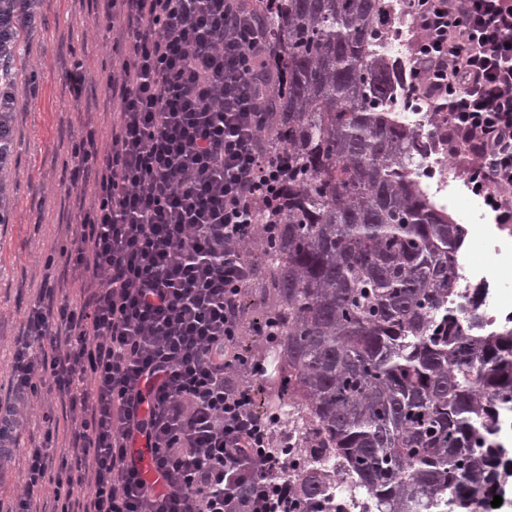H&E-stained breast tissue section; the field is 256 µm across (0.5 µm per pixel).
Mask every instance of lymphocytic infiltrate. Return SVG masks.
<instances>
[{"instance_id":"lymphocytic-infiltrate-1","label":"lymphocytic infiltrate","mask_w":512,"mask_h":512,"mask_svg":"<svg viewBox=\"0 0 512 512\" xmlns=\"http://www.w3.org/2000/svg\"><path fill=\"white\" fill-rule=\"evenodd\" d=\"M95 28L120 29L128 55L107 78L112 135L71 147L81 177L65 270L88 295L37 300L0 397V460L15 455L30 400L56 393V426L26 452L11 512H295L257 409L268 371L244 348L257 267L255 221L282 178L262 119L274 51L246 0H102ZM38 0H0V156L20 110L14 63ZM422 39L411 76L436 102L448 151L500 224L512 223V0H410ZM155 481H146L142 465Z\"/></svg>"}]
</instances>
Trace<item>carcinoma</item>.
Returning <instances> with one entry per match:
<instances>
[{
    "instance_id": "1",
    "label": "carcinoma",
    "mask_w": 512,
    "mask_h": 512,
    "mask_svg": "<svg viewBox=\"0 0 512 512\" xmlns=\"http://www.w3.org/2000/svg\"><path fill=\"white\" fill-rule=\"evenodd\" d=\"M389 0H253L276 52L272 136L286 175L258 250L276 320L266 412L296 413L280 456L332 454L377 512H488L512 457V326L484 331L481 289L452 307L463 225L416 180L426 142L400 117ZM297 512H337L293 468Z\"/></svg>"
}]
</instances>
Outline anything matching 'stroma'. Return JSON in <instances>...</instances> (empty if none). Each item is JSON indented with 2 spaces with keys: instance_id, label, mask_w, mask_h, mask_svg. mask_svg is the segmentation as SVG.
Here are the masks:
<instances>
[{
  "instance_id": "35a3bbf8",
  "label": "stroma",
  "mask_w": 512,
  "mask_h": 512,
  "mask_svg": "<svg viewBox=\"0 0 512 512\" xmlns=\"http://www.w3.org/2000/svg\"><path fill=\"white\" fill-rule=\"evenodd\" d=\"M39 11L44 23L23 34L16 62L18 88L30 96L31 106L16 116L7 163L9 197L0 203V389L5 390L11 382L9 352L44 277L60 278L64 269L61 251L75 222L76 196L68 191L73 138L88 124L108 135L112 124L105 94L112 35L91 26L95 0H40ZM78 61L88 77L79 103L62 79Z\"/></svg>"
}]
</instances>
